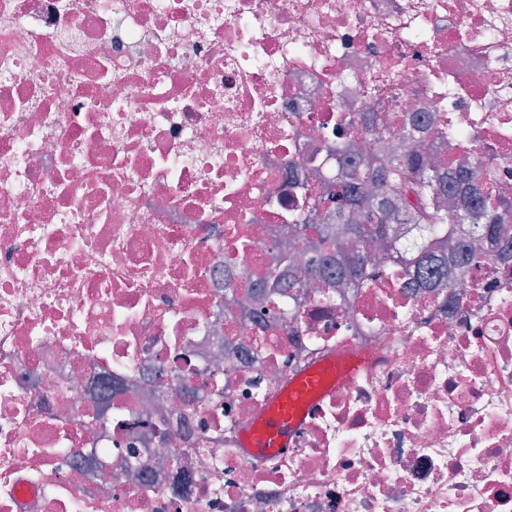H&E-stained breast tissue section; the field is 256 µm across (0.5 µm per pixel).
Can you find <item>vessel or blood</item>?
Wrapping results in <instances>:
<instances>
[{
    "label": "vessel or blood",
    "mask_w": 512,
    "mask_h": 512,
    "mask_svg": "<svg viewBox=\"0 0 512 512\" xmlns=\"http://www.w3.org/2000/svg\"><path fill=\"white\" fill-rule=\"evenodd\" d=\"M359 369L358 361L333 359L300 378L287 395L275 402L259 430L249 437L248 445L253 455H261L270 448L286 447L299 422L298 401L307 394L321 391L325 380L330 379L337 384L351 381Z\"/></svg>",
    "instance_id": "b4317fda"
}]
</instances>
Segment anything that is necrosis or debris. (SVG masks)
I'll return each mask as SVG.
<instances>
[{
    "mask_svg": "<svg viewBox=\"0 0 512 512\" xmlns=\"http://www.w3.org/2000/svg\"><path fill=\"white\" fill-rule=\"evenodd\" d=\"M411 112L512 198V0H0V512H512V260L224 307ZM360 363L352 359H331L317 370H311L291 386L287 395L276 401L263 418L260 428L248 439L252 454L259 457L267 448L288 446L299 422L297 402L310 393L323 389L326 378L335 384L351 381L360 369Z\"/></svg>",
    "mask_w": 512,
    "mask_h": 512,
    "instance_id": "1",
    "label": "necrosis or debris"
}]
</instances>
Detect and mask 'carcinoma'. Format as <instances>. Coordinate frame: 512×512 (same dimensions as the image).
<instances>
[{"label":"carcinoma","instance_id":"obj_1","mask_svg":"<svg viewBox=\"0 0 512 512\" xmlns=\"http://www.w3.org/2000/svg\"><path fill=\"white\" fill-rule=\"evenodd\" d=\"M476 210L485 214V223L474 224ZM511 223L512 201L491 202L480 166L429 164L407 150L341 171L315 207L288 225L299 248L285 255L298 269L299 284L334 278L352 286L371 267L372 247L389 259L398 256L397 227L414 224L423 228L427 243L408 260V274L425 287L442 288L448 267L490 258L499 249L502 226ZM224 302L244 309L259 297L228 283Z\"/></svg>","mask_w":512,"mask_h":512}]
</instances>
